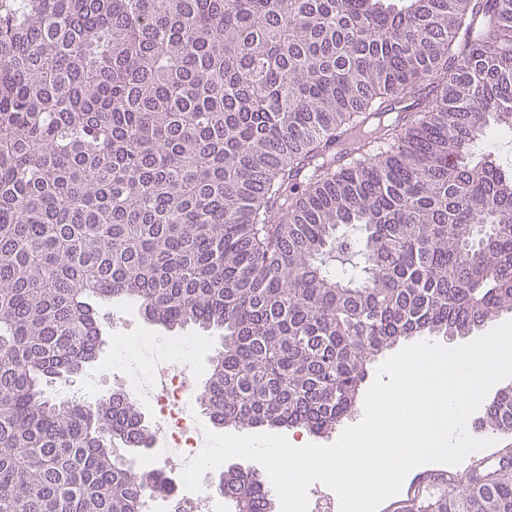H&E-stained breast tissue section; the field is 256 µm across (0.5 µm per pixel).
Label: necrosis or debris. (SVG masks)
<instances>
[{"label":"necrosis or debris","instance_id":"4bbe7bcc","mask_svg":"<svg viewBox=\"0 0 512 512\" xmlns=\"http://www.w3.org/2000/svg\"><path fill=\"white\" fill-rule=\"evenodd\" d=\"M148 336H124L112 352V373L121 379L125 393L146 406L154 423L153 454L147 455L143 470L160 475L171 491L148 498V512H198L208 500L212 512H224V499L208 488L187 491L181 479L184 464L195 458L206 440L202 421L195 409L190 380L197 374V359L205 344L197 339L173 341L155 363L142 361L141 353L151 345Z\"/></svg>","mask_w":512,"mask_h":512}]
</instances>
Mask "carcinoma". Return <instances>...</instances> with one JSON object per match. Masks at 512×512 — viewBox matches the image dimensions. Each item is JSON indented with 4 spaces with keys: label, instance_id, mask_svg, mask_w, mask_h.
Wrapping results in <instances>:
<instances>
[{
    "label": "carcinoma",
    "instance_id": "carcinoma-1",
    "mask_svg": "<svg viewBox=\"0 0 512 512\" xmlns=\"http://www.w3.org/2000/svg\"><path fill=\"white\" fill-rule=\"evenodd\" d=\"M512 0H0V512H142L123 393L44 396L98 359V305L224 331L200 406L328 434L367 365L512 310ZM481 427L512 432V385ZM429 512H512V452ZM217 489L274 512L255 469ZM480 148L494 152L504 163L512 165V131L492 129Z\"/></svg>",
    "mask_w": 512,
    "mask_h": 512
}]
</instances>
